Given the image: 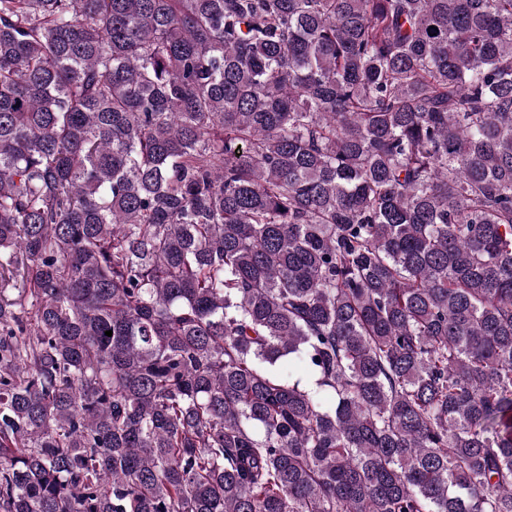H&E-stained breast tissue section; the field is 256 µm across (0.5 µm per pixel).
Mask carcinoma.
I'll list each match as a JSON object with an SVG mask.
<instances>
[{
	"instance_id": "1",
	"label": "carcinoma",
	"mask_w": 512,
	"mask_h": 512,
	"mask_svg": "<svg viewBox=\"0 0 512 512\" xmlns=\"http://www.w3.org/2000/svg\"><path fill=\"white\" fill-rule=\"evenodd\" d=\"M0 512H512V0H0Z\"/></svg>"
}]
</instances>
